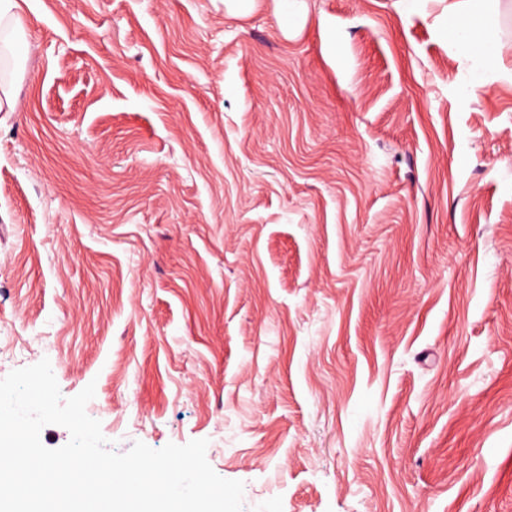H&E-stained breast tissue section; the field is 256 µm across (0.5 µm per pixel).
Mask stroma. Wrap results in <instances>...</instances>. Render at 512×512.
I'll return each mask as SVG.
<instances>
[{
    "mask_svg": "<svg viewBox=\"0 0 512 512\" xmlns=\"http://www.w3.org/2000/svg\"><path fill=\"white\" fill-rule=\"evenodd\" d=\"M452 2L23 0L0 378L243 512H512V53L461 99Z\"/></svg>",
    "mask_w": 512,
    "mask_h": 512,
    "instance_id": "obj_1",
    "label": "stroma"
}]
</instances>
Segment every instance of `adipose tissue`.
<instances>
[{"instance_id":"1","label":"adipose tissue","mask_w":512,"mask_h":512,"mask_svg":"<svg viewBox=\"0 0 512 512\" xmlns=\"http://www.w3.org/2000/svg\"><path fill=\"white\" fill-rule=\"evenodd\" d=\"M448 39L474 63V76L466 90L474 95L484 85L486 71L498 68L507 46L495 39L488 22H477L475 12L448 13Z\"/></svg>"}]
</instances>
